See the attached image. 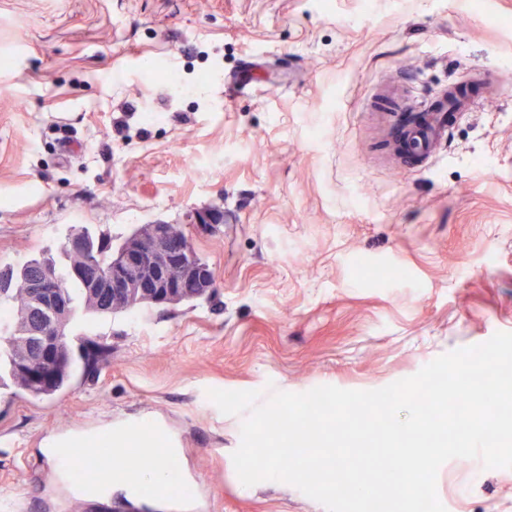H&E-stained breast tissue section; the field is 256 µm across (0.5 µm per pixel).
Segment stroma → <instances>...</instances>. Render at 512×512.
<instances>
[{
	"instance_id": "obj_1",
	"label": "stroma",
	"mask_w": 512,
	"mask_h": 512,
	"mask_svg": "<svg viewBox=\"0 0 512 512\" xmlns=\"http://www.w3.org/2000/svg\"><path fill=\"white\" fill-rule=\"evenodd\" d=\"M512 0H0V266L72 229L178 225L193 304L98 316L111 364L35 400L0 388V497L21 512H326L244 485L243 415L211 389L374 390L512 333ZM267 86L227 95L229 79ZM463 88L427 158L399 129ZM214 207V232L191 214ZM150 417L190 494L80 497L52 440ZM223 456H214V449ZM446 512H512V469L455 458Z\"/></svg>"
}]
</instances>
